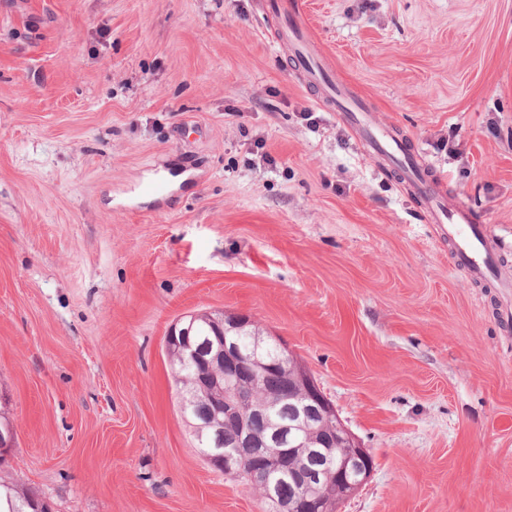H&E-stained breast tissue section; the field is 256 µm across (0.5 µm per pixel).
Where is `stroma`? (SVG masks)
I'll return each instance as SVG.
<instances>
[{"label":"stroma","instance_id":"1","mask_svg":"<svg viewBox=\"0 0 512 512\" xmlns=\"http://www.w3.org/2000/svg\"><path fill=\"white\" fill-rule=\"evenodd\" d=\"M264 2L0 0V475L51 512H266L200 453L166 354L223 310L371 452L340 512H512L503 294ZM305 2L329 77L512 272V0Z\"/></svg>","mask_w":512,"mask_h":512}]
</instances>
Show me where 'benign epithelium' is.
Returning <instances> with one entry per match:
<instances>
[{
    "label": "benign epithelium",
    "instance_id": "7a95c632",
    "mask_svg": "<svg viewBox=\"0 0 512 512\" xmlns=\"http://www.w3.org/2000/svg\"><path fill=\"white\" fill-rule=\"evenodd\" d=\"M224 335L217 338V347L203 355L190 337V331L174 326L167 340L179 344L183 356L191 361L206 387L213 392L210 422L197 426L201 430L227 422L238 428L234 447L207 457L214 467L224 469L227 476L245 478L249 484H264L265 496L272 512H337L338 506L354 496L371 477L374 461L339 416L336 408L317 384L312 373L303 366L295 367L298 398L293 404L294 424L308 431L305 455L318 461L319 467L309 468L292 464L296 449L288 447L290 425L273 417L271 404L255 402L239 394L240 386L261 385L270 374L288 373L289 351L282 356L265 360L262 350L266 337H251V347L243 349L238 334L250 323L240 313L220 312ZM333 422L330 434H318V429ZM343 448L342 456L336 449ZM275 473L286 474L299 485L301 493L284 496L270 485ZM339 481L342 496L325 498L319 493L327 481Z\"/></svg>",
    "mask_w": 512,
    "mask_h": 512
}]
</instances>
